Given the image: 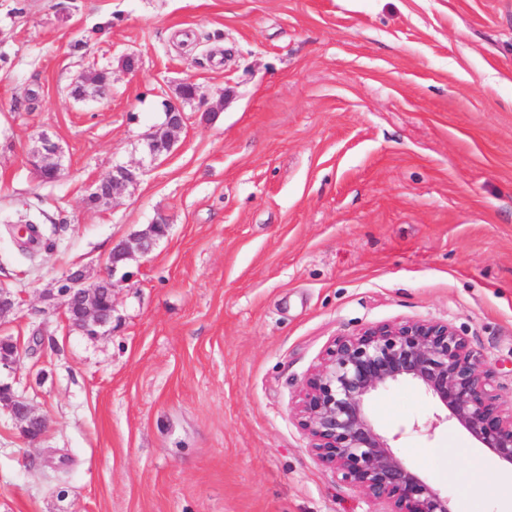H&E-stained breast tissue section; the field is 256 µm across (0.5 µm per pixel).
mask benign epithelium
I'll return each instance as SVG.
<instances>
[{"instance_id":"7a95c632","label":"benign epithelium","mask_w":512,"mask_h":512,"mask_svg":"<svg viewBox=\"0 0 512 512\" xmlns=\"http://www.w3.org/2000/svg\"><path fill=\"white\" fill-rule=\"evenodd\" d=\"M108 79L100 71H82L71 82L72 98L104 97ZM177 100L166 106L165 121L145 134L150 161L171 152L183 129V105L201 97L192 82L176 87ZM38 174L55 179L63 171L62 147L43 135L29 154ZM145 165L116 164L109 176L90 187L96 206L110 204L137 185ZM169 225L157 218L130 241L112 250L110 274L91 281L82 270L70 271L45 292L62 308L71 326L95 337L112 330L114 292L127 278H115L134 254H146L167 236ZM19 306L16 294L0 286V320ZM408 379L446 409L481 447L512 466V409L507 411L483 371L481 357L452 326L435 321H402L367 326L336 337L319 364L305 378L296 406L299 428L311 439L318 461L336 478L388 506L386 512H452L448 496L421 479L393 452L372 425L366 405L376 391ZM0 403L9 410L20 433L32 441L46 431L43 417L29 402L0 383Z\"/></svg>"}]
</instances>
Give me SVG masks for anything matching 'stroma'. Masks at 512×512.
<instances>
[{"label": "stroma", "mask_w": 512, "mask_h": 512, "mask_svg": "<svg viewBox=\"0 0 512 512\" xmlns=\"http://www.w3.org/2000/svg\"><path fill=\"white\" fill-rule=\"evenodd\" d=\"M101 68L107 97H69ZM184 81L202 97L173 151L89 207ZM43 133L64 150L50 182L28 162ZM23 212L57 225L51 251L20 252ZM159 216L111 331L72 329L46 288L104 275ZM1 283L20 359L0 380L47 430L26 440L0 406V512H384L317 461L298 394L337 336L421 320L465 336L512 404V0H0ZM367 410L453 512H499L512 469L454 422L414 431L444 412L422 387ZM432 448L486 487L463 497Z\"/></svg>", "instance_id": "stroma-1"}]
</instances>
